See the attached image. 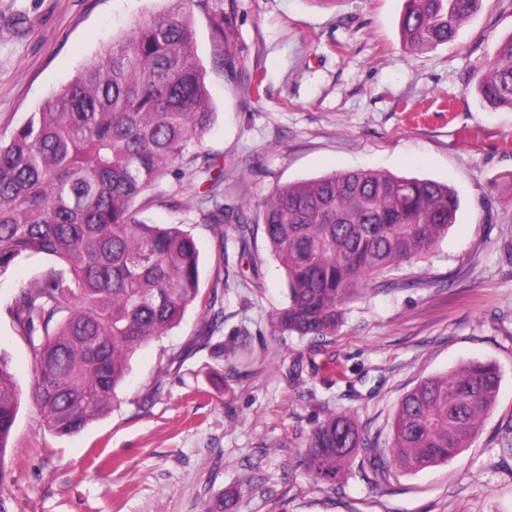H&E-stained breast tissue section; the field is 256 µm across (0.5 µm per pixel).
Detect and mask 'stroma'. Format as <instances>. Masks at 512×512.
<instances>
[{
	"instance_id": "35a3bbf8",
	"label": "stroma",
	"mask_w": 512,
	"mask_h": 512,
	"mask_svg": "<svg viewBox=\"0 0 512 512\" xmlns=\"http://www.w3.org/2000/svg\"><path fill=\"white\" fill-rule=\"evenodd\" d=\"M163 0H0V134H10L112 37ZM403 0H194L197 54L216 112L189 170L224 174V207L258 220L276 188L374 169L449 184L457 220L388 290L346 303L335 335H273L285 276L262 232L249 251L203 224L172 171L138 200L149 224L198 240L200 303L139 349L108 412L72 436L22 400L0 467L7 512H512V110L479 98V67L512 35V0H484L454 43L402 47ZM261 87H254L255 76ZM50 258L0 277V348L28 387L34 347L8 308ZM216 298L224 321L206 333ZM479 359L497 363L498 400L471 446L415 474L374 476L365 456L333 489L299 460L313 428L354 411L387 447L401 397ZM301 365L293 375V365Z\"/></svg>"
}]
</instances>
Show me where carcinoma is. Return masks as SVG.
<instances>
[{
    "mask_svg": "<svg viewBox=\"0 0 512 512\" xmlns=\"http://www.w3.org/2000/svg\"><path fill=\"white\" fill-rule=\"evenodd\" d=\"M169 2L143 12L0 137V277L25 255L58 263L9 307L20 335L42 339L26 394L0 352V482L22 396L50 431L80 432L110 408L132 355L200 301L195 238L136 217L140 196L202 145L214 118L192 0ZM482 2L405 0L403 48L454 41ZM476 93L512 109V34L480 73ZM200 204L214 234L224 236L229 224L249 250L256 226L245 213L226 210L213 194ZM259 207L288 288L272 332L317 340L336 331L347 302L370 285H393L403 264L429 254L456 223L460 199L445 183L362 169L280 187ZM500 384L498 367L480 361L424 379L400 400L384 449L366 442L355 413H332L312 430L302 462L328 488L361 451L377 475L446 463L478 437Z\"/></svg>",
    "mask_w": 512,
    "mask_h": 512,
    "instance_id": "carcinoma-1",
    "label": "carcinoma"
}]
</instances>
